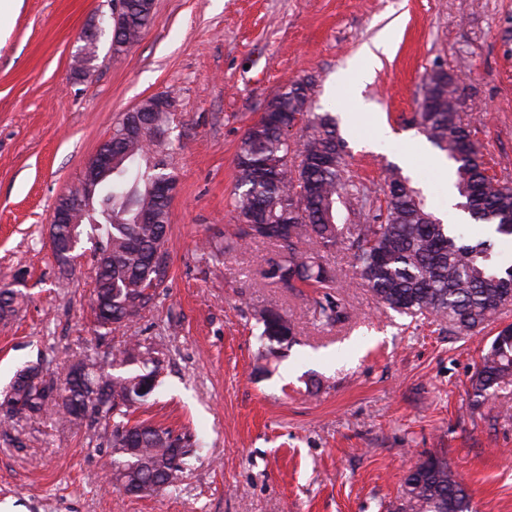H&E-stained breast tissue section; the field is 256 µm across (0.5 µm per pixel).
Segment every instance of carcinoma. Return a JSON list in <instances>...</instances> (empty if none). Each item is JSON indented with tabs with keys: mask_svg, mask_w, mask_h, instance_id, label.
Here are the masks:
<instances>
[{
	"mask_svg": "<svg viewBox=\"0 0 512 512\" xmlns=\"http://www.w3.org/2000/svg\"><path fill=\"white\" fill-rule=\"evenodd\" d=\"M123 2L112 24L115 55L139 42L153 15L154 0ZM428 80V111L416 113L415 123L451 163L453 187L473 223L489 234L512 236V185L488 174L462 119L464 88L450 72L432 73ZM312 93L309 79L285 86L271 100L270 115L246 129L236 153L234 209L243 221L239 237L281 248L263 276L285 288L321 289L314 307L317 321L340 323L348 318L346 307L327 292L336 284V269L299 244L311 240L325 253L347 245L356 275L384 307L445 322L465 335L483 330L512 302V266L499 265L491 239L468 237L457 225L442 223L397 166L388 168L385 212L374 214L377 190L345 177V142L330 113L312 111ZM159 105L158 95L142 100L115 125L112 136H121L117 147L108 140L101 144L102 150H112V179L86 171L95 223L55 227L59 247L51 258L65 275L73 270V239L92 243L94 311L97 327L106 334L140 317L166 288L171 199L155 186L174 176L154 125L159 119L170 122ZM303 120L311 133L296 150L288 131ZM340 204L351 213L343 223L336 220ZM144 211L153 223H138ZM18 295L12 288L0 289L1 320L15 314ZM260 323L269 341L294 336V324L284 314L264 310ZM160 366L159 351L135 336L104 360L88 356L66 366L58 381L42 363L28 364L15 373L0 401V424L50 409L76 428L108 418L113 488L136 498L155 496L180 482L198 451L190 432L175 436L148 422H131V408L153 395ZM114 367L123 372H108ZM471 386L482 399L512 388L511 324L482 356ZM397 512H470V495L446 460L430 456L404 477Z\"/></svg>",
	"mask_w": 512,
	"mask_h": 512,
	"instance_id": "1",
	"label": "carcinoma"
}]
</instances>
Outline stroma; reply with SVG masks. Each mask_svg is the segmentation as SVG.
I'll list each match as a JSON object with an SVG mask.
<instances>
[{
    "mask_svg": "<svg viewBox=\"0 0 512 512\" xmlns=\"http://www.w3.org/2000/svg\"><path fill=\"white\" fill-rule=\"evenodd\" d=\"M114 0H21L0 17V288L25 295L0 320V396L16 370L50 373L130 336L163 351L160 385L134 419L202 445L178 488L149 499L113 491L103 465L112 423L75 430L56 415L0 426V512H395L406 472L448 461L474 512H512V391L471 403V378L499 325L462 335L384 309L355 275L351 251L327 254L347 320L313 318V293L261 275L280 249L240 241L235 157L248 126L293 81L314 83L346 142V171L384 188L411 146L410 176L431 210L452 218L445 157L413 126L433 70L456 74L489 172L512 184V0H154L140 42L121 55L98 35L87 77L74 55ZM360 112L332 77L380 38ZM174 96L166 136L177 190L170 203L167 288L134 322L99 336L94 270L61 276L47 243L56 199L74 187L114 124L143 99ZM393 132L368 149L375 121ZM217 237L220 260L198 244ZM285 314L293 340L266 349L259 311ZM21 437L24 450L14 448Z\"/></svg>",
    "mask_w": 512,
    "mask_h": 512,
    "instance_id": "stroma-1",
    "label": "stroma"
}]
</instances>
